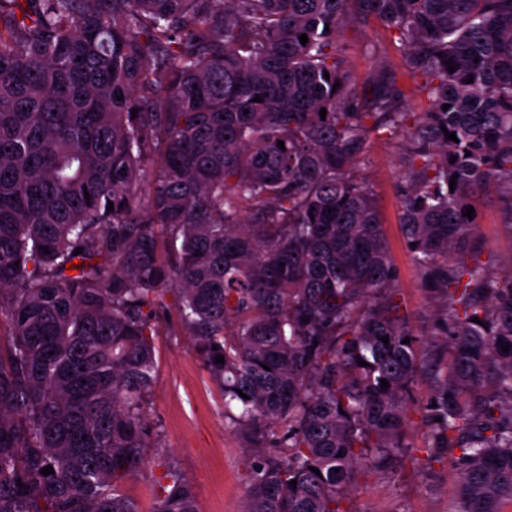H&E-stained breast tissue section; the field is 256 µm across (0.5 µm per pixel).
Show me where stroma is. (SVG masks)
Here are the masks:
<instances>
[{
    "label": "stroma",
    "mask_w": 512,
    "mask_h": 512,
    "mask_svg": "<svg viewBox=\"0 0 512 512\" xmlns=\"http://www.w3.org/2000/svg\"><path fill=\"white\" fill-rule=\"evenodd\" d=\"M347 66L355 84L366 83L378 66L392 70L411 111H425L403 53L377 23L352 28ZM378 47L370 54L365 43ZM401 141L370 138L361 163L377 206L399 287L402 312L420 340L421 377L412 388L405 451L374 468H361L342 500L344 512H455L460 470L447 456L428 460L431 422L426 412L433 398L434 374H446L452 363L448 339L437 337L441 301L420 286V272L400 227V186L403 182ZM475 240L469 254L487 262L501 277H512V224L496 193L483 194L477 204ZM157 371L147 406L148 420L161 433L162 451L177 463L195 487L198 512H240L250 484L251 451L224 417L219 391L193 349L190 336L175 320L166 319L155 338Z\"/></svg>",
    "instance_id": "obj_1"
}]
</instances>
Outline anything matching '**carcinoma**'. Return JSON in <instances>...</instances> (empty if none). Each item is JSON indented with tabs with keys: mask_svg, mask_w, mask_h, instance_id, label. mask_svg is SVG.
Here are the masks:
<instances>
[{
	"mask_svg": "<svg viewBox=\"0 0 512 512\" xmlns=\"http://www.w3.org/2000/svg\"><path fill=\"white\" fill-rule=\"evenodd\" d=\"M371 20L427 111L384 70L352 83L345 32ZM372 134L406 143L403 234L451 336L427 458L460 466L457 512H500L512 277L466 254L464 213L495 188L512 215V0H0V512H142L123 485L160 447L171 311L258 449L241 512H343L355 471L403 447L420 370ZM154 465L151 512H197Z\"/></svg>",
	"mask_w": 512,
	"mask_h": 512,
	"instance_id": "cac0c4a2",
	"label": "carcinoma"
}]
</instances>
